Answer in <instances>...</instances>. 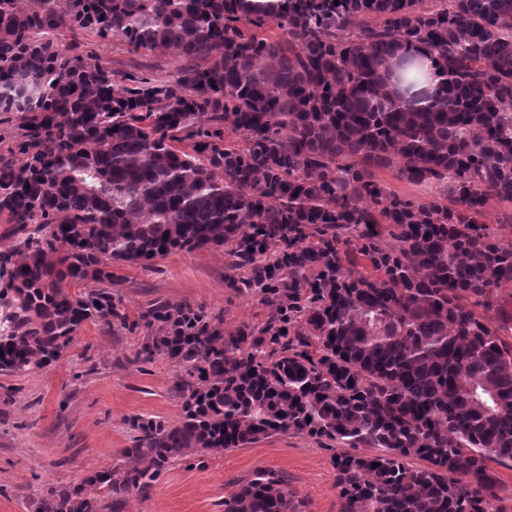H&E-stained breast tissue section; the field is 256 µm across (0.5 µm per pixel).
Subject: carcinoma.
<instances>
[{"instance_id":"cac0c4a2","label":"carcinoma","mask_w":512,"mask_h":512,"mask_svg":"<svg viewBox=\"0 0 512 512\" xmlns=\"http://www.w3.org/2000/svg\"><path fill=\"white\" fill-rule=\"evenodd\" d=\"M0 0V375L62 358L88 323L146 330L181 413L135 418L127 464L38 512H125L176 459L279 433L341 448L340 512H512V0ZM162 56L122 81L60 37ZM428 54L432 104L393 96ZM393 170L427 188L401 196ZM224 249V285L264 306L224 328L153 300L129 320L114 266ZM369 448V453H357ZM257 468L224 512H304Z\"/></svg>"}]
</instances>
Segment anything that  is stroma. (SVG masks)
<instances>
[{
  "label": "stroma",
  "instance_id": "obj_1",
  "mask_svg": "<svg viewBox=\"0 0 512 512\" xmlns=\"http://www.w3.org/2000/svg\"><path fill=\"white\" fill-rule=\"evenodd\" d=\"M80 54L118 74L172 73L174 56L135 54L117 41L80 39ZM118 291L130 318L151 300L187 302L220 315L228 327L263 317L257 299L224 285V254L178 251L151 266L119 268ZM141 333L86 324L58 362L0 376V512H37L48 489L73 487L97 471L125 463L134 418L175 420L181 409L177 370L164 358L137 361ZM332 452L302 435L278 434L247 448L171 462L134 512H224L238 479L259 467L284 472L307 512H339Z\"/></svg>",
  "mask_w": 512,
  "mask_h": 512
}]
</instances>
